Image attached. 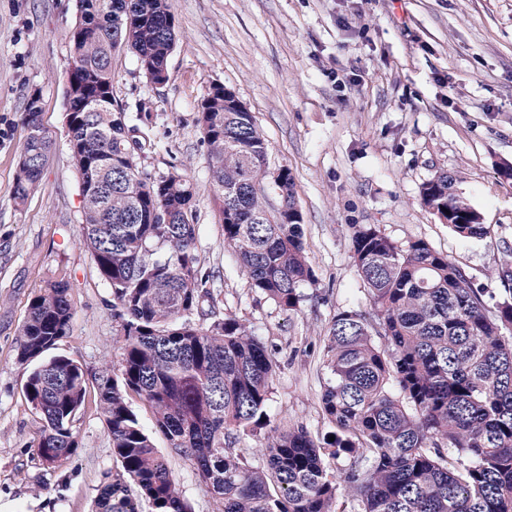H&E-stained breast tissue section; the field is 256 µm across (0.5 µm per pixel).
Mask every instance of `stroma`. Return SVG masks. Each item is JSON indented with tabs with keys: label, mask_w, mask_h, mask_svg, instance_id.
<instances>
[{
	"label": "stroma",
	"mask_w": 512,
	"mask_h": 512,
	"mask_svg": "<svg viewBox=\"0 0 512 512\" xmlns=\"http://www.w3.org/2000/svg\"><path fill=\"white\" fill-rule=\"evenodd\" d=\"M176 45L168 79L149 82L127 49L112 55L116 106L147 115L139 164L151 177L179 168L195 187L196 253L223 312L246 319L280 368L272 425L330 429L320 397L323 349L337 311L364 305L351 227L375 224L396 243L422 238L465 268L487 296L512 249V0H171ZM77 0H0V499L15 512H95L120 464L95 411L76 423L77 453L49 466L33 444L41 425L27 400L16 341L30 300L48 281L71 287L69 336L53 353L88 374L118 371L112 294L81 238V195L68 150L63 73ZM232 88L269 143L268 169L288 167L316 282L297 312L251 288L224 249L197 112L213 84ZM52 148L40 186L13 198L22 113L32 90ZM445 171L490 226L458 238L419 200ZM171 467L194 512H215L196 469Z\"/></svg>",
	"instance_id": "stroma-1"
}]
</instances>
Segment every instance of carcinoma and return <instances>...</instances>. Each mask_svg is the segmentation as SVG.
<instances>
[{
  "instance_id": "carcinoma-1",
  "label": "carcinoma",
  "mask_w": 512,
  "mask_h": 512,
  "mask_svg": "<svg viewBox=\"0 0 512 512\" xmlns=\"http://www.w3.org/2000/svg\"><path fill=\"white\" fill-rule=\"evenodd\" d=\"M65 71L68 146L80 177L83 241L112 292L121 332L116 376L88 378L77 362L43 358L68 336L70 285L52 281L29 303L16 363L40 415L37 453L48 465L79 448L87 385L97 391L121 474L105 482L98 512H192L167 455L131 410L138 396L189 461L216 512H512V251L494 277L493 305L465 269L424 239L398 244L376 224L352 225L351 251L366 304L336 313L324 345L321 393L332 434L275 428L254 464L235 448L268 418L278 360L250 323L219 317L196 255L195 189L175 168L156 179L136 162L128 132L142 112L114 107L112 52L135 56L147 79L167 70L174 44L170 0H79ZM224 223V248L252 288L298 310L315 283L303 247L294 179L267 169L268 141L236 93L213 85L197 118ZM26 138L14 178L22 204L39 186L52 141L40 93L28 96ZM440 172L421 203L462 239L490 227ZM344 459V469L331 463Z\"/></svg>"
}]
</instances>
